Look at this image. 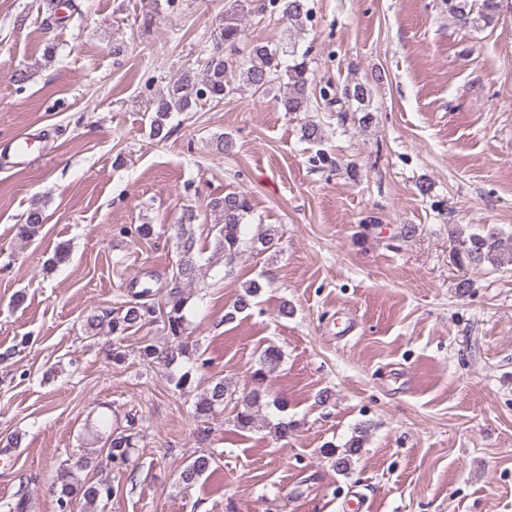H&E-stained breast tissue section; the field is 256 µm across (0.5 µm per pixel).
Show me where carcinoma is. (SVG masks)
Here are the masks:
<instances>
[{
	"label": "carcinoma",
	"mask_w": 512,
	"mask_h": 512,
	"mask_svg": "<svg viewBox=\"0 0 512 512\" xmlns=\"http://www.w3.org/2000/svg\"><path fill=\"white\" fill-rule=\"evenodd\" d=\"M458 23L463 27H478L488 24L499 11L498 0H481L477 6L469 0H457L451 5ZM277 11L294 27L303 25L309 18L306 0H234L224 16V23L215 38V45L209 52L204 73L198 77L192 72H184L168 87L167 92L158 95L152 101L150 116V137L158 140L168 138V120L173 112H188L201 100L221 102L234 94L237 88L232 86L228 70L233 64L231 58L223 53V48L235 49L243 35L240 17L244 15H263ZM288 59H283V55ZM246 85L253 92L263 94L273 82L287 78L282 93L276 102L281 111L290 115L309 110L310 74L307 53H300L296 45L288 44V51L273 49L264 43L251 46L248 60L244 62ZM346 101H355L362 106L368 99V89L361 83L348 85L343 90ZM209 211L215 215V223L210 225V246L213 256L224 260L229 266L245 252L267 251L278 245L280 240L277 227L269 224L259 229L250 238L244 237L242 224L252 212L250 200L246 193L229 191L221 197H215L207 203ZM197 215L191 208L184 210L179 221L170 225L171 238L177 252V260L172 267L164 301L155 300L153 288L144 285L139 289L130 288L122 305L100 313L93 312L86 316L83 323L87 337H95L102 327L115 337L110 357L112 363L119 366L126 362V352L121 340L143 327L160 323L166 331L169 342L160 347L149 339H144L139 348V358L146 364H162L166 368L181 366L187 361H194L196 367L179 369L169 375L174 389L186 393L193 386V371L207 365L203 355L189 350L186 336L187 311L193 295L190 288L200 278L202 265L197 246L195 221ZM45 216L38 207L31 208L23 222L15 225V237L29 243L41 233ZM455 255L460 261L470 265L489 264L496 269L512 267V233L507 235L496 226H487L479 233L455 240ZM263 290V284L252 280L245 285L243 293L237 295L232 309L224 313V321L232 322L255 305L256 298ZM283 359L281 350L270 345L259 351L255 363L251 366L250 378L253 387L240 391L230 390L227 382L218 377L210 380L206 390L197 394L192 403V415L201 424L198 434L208 437V426L217 414L224 411V406L231 403L236 410L235 427L246 431L254 427L259 412L267 405V393L264 385L269 377L279 368ZM367 429L358 427L344 444L345 451L337 454L336 445L327 442L322 446L323 454L336 458V470L343 472L351 464L352 456L364 447ZM106 462L116 470L130 464L138 448V432L134 420H128L127 427L116 428L106 439ZM90 457L82 455L74 463L61 462L56 470V479L52 485L54 512H74L77 505L84 507V512H97L99 505H107L118 495V489L108 477L88 481L79 477V472L91 466ZM215 458L211 453H202L191 460L179 471L177 482L183 489L194 486L205 475L215 471Z\"/></svg>",
	"instance_id": "carcinoma-1"
}]
</instances>
